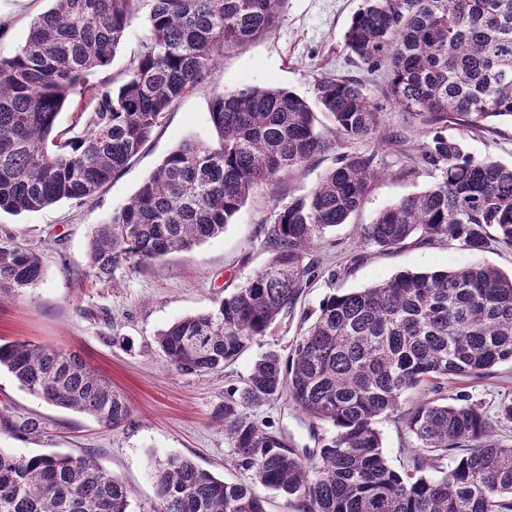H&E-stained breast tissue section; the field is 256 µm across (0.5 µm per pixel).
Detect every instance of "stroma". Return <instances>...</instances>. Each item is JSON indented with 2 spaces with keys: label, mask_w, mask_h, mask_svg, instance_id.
<instances>
[{
  "label": "stroma",
  "mask_w": 512,
  "mask_h": 512,
  "mask_svg": "<svg viewBox=\"0 0 512 512\" xmlns=\"http://www.w3.org/2000/svg\"><path fill=\"white\" fill-rule=\"evenodd\" d=\"M361 4L362 0H285L275 32L225 51L211 77L177 102L150 144L95 197L18 215L0 211V239L11 237L36 249L45 264L44 277L35 287L0 286V343L21 340L77 350L111 380L132 409L130 426L113 431L87 416L46 404L1 370L0 410L13 417H41L45 427L30 436L0 431V448L24 456L93 452L103 468L129 486V512H149L155 500L154 463L172 456L190 458L226 481H247L248 473L233 466L224 430L214 422L213 413L223 402L225 389L240 385L260 354L270 349L288 352L304 328V314L317 313L325 297L372 286L402 271L474 264L512 270V246L496 242L481 253L455 241L413 240L395 251L362 243L361 225L372 223L401 197L435 184L440 174L416 168L415 148L424 139L421 124L385 98L383 74L371 76L358 68L344 44V33ZM50 6V0H0V57L15 53L31 23ZM329 75L362 83L378 107L375 138L328 139L309 164L275 184L256 187L223 234L154 265L121 266L107 282L92 277L88 252L97 227L128 203L180 142L214 138L209 115L214 92L244 84L275 85L311 100L318 79ZM453 134L463 138L473 155L512 164V122H494L489 133L457 128ZM364 151L374 153L382 176L371 183L349 222L336 226L310 251L315 279L304 288L296 307L222 372L181 375L169 367L155 343L157 333L175 320L212 308L218 297L244 286L273 257L267 230L280 208L313 188L339 156ZM460 389L488 419H495L499 404L512 400V363L495 367L480 380L449 382L445 395L454 397ZM254 415L301 452L317 448L326 433L325 427L311 428L284 399L256 409Z\"/></svg>",
  "instance_id": "obj_1"
}]
</instances>
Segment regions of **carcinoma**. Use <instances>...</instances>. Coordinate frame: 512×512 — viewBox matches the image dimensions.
<instances>
[{
    "label": "carcinoma",
    "mask_w": 512,
    "mask_h": 512,
    "mask_svg": "<svg viewBox=\"0 0 512 512\" xmlns=\"http://www.w3.org/2000/svg\"><path fill=\"white\" fill-rule=\"evenodd\" d=\"M24 44L0 58V211L14 215L82 203L120 174L166 113L204 83L224 50L272 34L284 0H150L147 33L116 80L109 68L140 0H52ZM366 71L385 69L384 96L424 126L417 164L441 171L362 227L384 251L415 237L473 252L512 246V166L475 157L455 125L473 133L512 121V0H363L344 33ZM316 106L277 86L242 85L209 104L212 141L169 152L92 237L89 267L106 281L224 233L250 192L310 162L324 148L316 112L346 140L370 139L378 109L351 79L323 77ZM69 108V128L57 118ZM380 176L374 155L345 154L309 192L288 201L267 236L275 254L215 307L156 335L182 375L219 372L266 336L314 278L308 251L348 221ZM40 255L0 240V284L37 285ZM512 362V274L489 265L401 272L374 286L328 296L290 351L262 353L214 412L233 483L189 458L155 467L152 512H266L260 485L292 512H512V446L491 439L469 396H440L450 376L481 378ZM49 405L112 429L132 410L75 350L26 341L0 344V370ZM430 388L406 410L402 397ZM285 398L330 430L306 456L258 423L251 410ZM397 417L420 452L392 468L380 417ZM5 429L37 434L42 422L1 415ZM450 463L440 470L445 457ZM442 472L439 477L426 471ZM129 490L91 453L17 456L0 449V512H128Z\"/></svg>",
    "instance_id": "1"
}]
</instances>
